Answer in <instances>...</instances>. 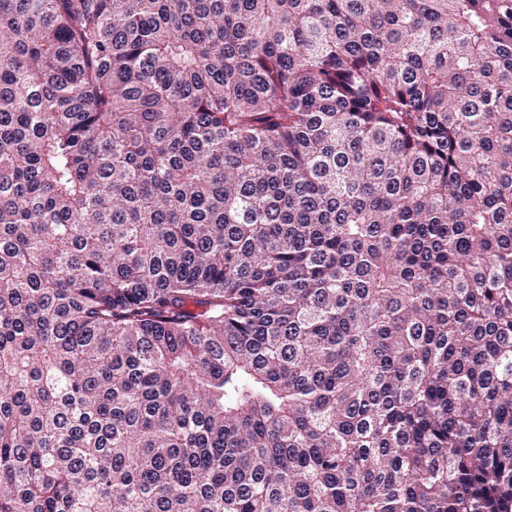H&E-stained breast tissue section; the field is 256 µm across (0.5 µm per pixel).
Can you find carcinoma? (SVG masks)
<instances>
[{
    "label": "carcinoma",
    "mask_w": 512,
    "mask_h": 512,
    "mask_svg": "<svg viewBox=\"0 0 512 512\" xmlns=\"http://www.w3.org/2000/svg\"><path fill=\"white\" fill-rule=\"evenodd\" d=\"M0 512H512V0H0Z\"/></svg>",
    "instance_id": "obj_1"
}]
</instances>
